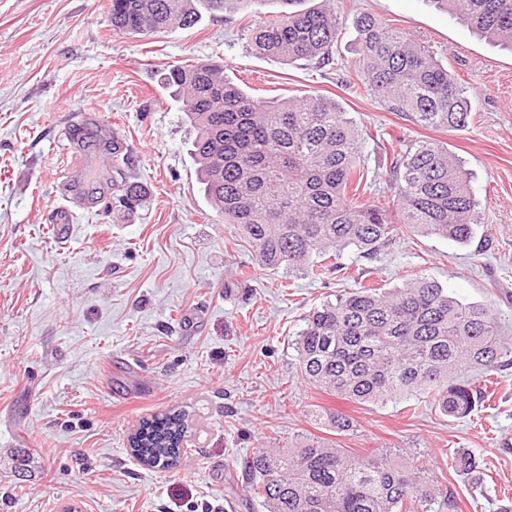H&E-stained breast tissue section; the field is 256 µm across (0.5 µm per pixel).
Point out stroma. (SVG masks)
I'll list each match as a JSON object with an SVG mask.
<instances>
[{
    "label": "stroma",
    "mask_w": 512,
    "mask_h": 512,
    "mask_svg": "<svg viewBox=\"0 0 512 512\" xmlns=\"http://www.w3.org/2000/svg\"><path fill=\"white\" fill-rule=\"evenodd\" d=\"M337 69L262 56L241 15L202 12L190 29L115 33L107 0H0V512H266L241 464L261 448L310 440L351 452L383 448L429 465L444 512H500L512 501V368L490 376L464 417L428 399L348 400L303 380L293 340L313 308L361 285L425 276L493 310L512 339V50L430 0H337ZM373 14L435 51L473 102L466 130L423 127L351 88L357 15ZM217 62L267 100L320 94L362 130L366 201L389 207L384 160L435 140L463 160L483 222L466 246L399 233L370 256L348 250L314 280L262 267L234 225L204 201L194 132L160 85L172 64ZM115 130L135 214L87 207L81 191L112 167L64 136L74 116ZM68 244L51 223L63 196ZM347 416L337 432L314 414ZM179 412L185 451L168 469L130 448L142 420ZM472 451L475 473L449 465Z\"/></svg>",
    "instance_id": "1"
}]
</instances>
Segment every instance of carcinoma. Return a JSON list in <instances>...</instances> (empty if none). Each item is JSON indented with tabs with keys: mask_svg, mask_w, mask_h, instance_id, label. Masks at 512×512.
<instances>
[{
	"mask_svg": "<svg viewBox=\"0 0 512 512\" xmlns=\"http://www.w3.org/2000/svg\"><path fill=\"white\" fill-rule=\"evenodd\" d=\"M203 2L216 13L243 0H110L109 21L128 35L189 29ZM276 2L280 11L241 28L252 49L288 62L335 64L341 21L334 0L294 11L300 0ZM431 2L512 49V0ZM355 28L360 81L370 95L422 126L468 125L466 88L432 50L369 14L358 15ZM161 84L182 102L196 131L192 156L207 202L237 226L268 269L320 277L331 270L327 255L350 247L373 254L400 227L461 245L475 237L481 215L470 173L438 142L411 141L391 162L388 211L360 197L368 174L360 162L362 130L336 100H258L219 64L170 65ZM76 144L112 157L118 206L141 204L144 188L127 177L122 146L89 128ZM295 346L301 376L331 394L373 403L419 394L453 417L482 400L468 372L512 368V343L503 340L497 317L424 276L399 288L363 286L312 309ZM316 418L341 432L353 428L334 412ZM184 438V415L155 416L140 423L132 450L148 466L169 468ZM452 464L462 474L477 468L466 448L454 452ZM244 473L267 512H433L443 495L422 465H399L382 448L352 454L320 441L259 450L244 462Z\"/></svg>",
	"mask_w": 512,
	"mask_h": 512,
	"instance_id": "obj_1",
	"label": "carcinoma"
}]
</instances>
